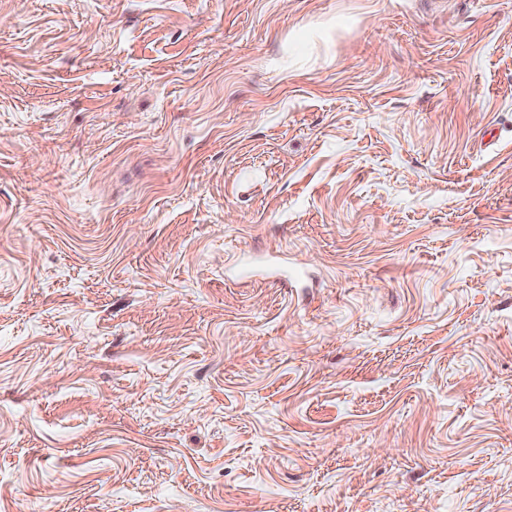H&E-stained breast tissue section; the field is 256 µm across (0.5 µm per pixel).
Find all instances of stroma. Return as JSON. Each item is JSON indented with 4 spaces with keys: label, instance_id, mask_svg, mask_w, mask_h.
Masks as SVG:
<instances>
[{
    "label": "stroma",
    "instance_id": "35a3bbf8",
    "mask_svg": "<svg viewBox=\"0 0 512 512\" xmlns=\"http://www.w3.org/2000/svg\"><path fill=\"white\" fill-rule=\"evenodd\" d=\"M0 512H512V0H0Z\"/></svg>",
    "mask_w": 512,
    "mask_h": 512
}]
</instances>
